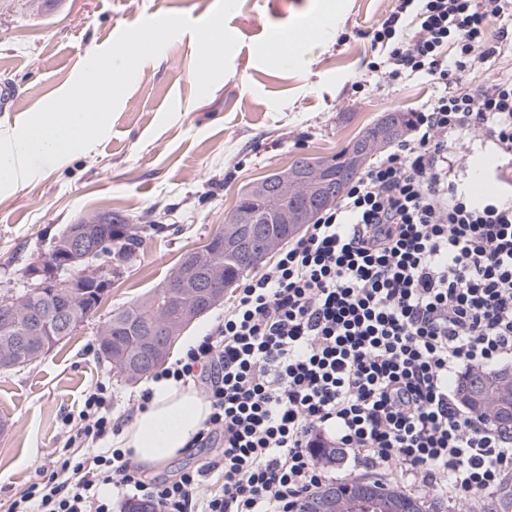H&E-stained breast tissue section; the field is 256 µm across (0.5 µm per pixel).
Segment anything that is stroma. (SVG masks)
<instances>
[{
    "instance_id": "35a3bbf8",
    "label": "stroma",
    "mask_w": 512,
    "mask_h": 512,
    "mask_svg": "<svg viewBox=\"0 0 512 512\" xmlns=\"http://www.w3.org/2000/svg\"><path fill=\"white\" fill-rule=\"evenodd\" d=\"M218 0H57L32 9L29 0H0V128L20 126L67 90L86 60L108 47L114 31L158 10L205 20ZM326 0H239L227 20L239 43L228 73L197 98V46L174 38L144 61L94 148L0 192V296L22 293L45 263L62 230L107 211L130 223H161L137 257L112 272L100 305L70 338L21 369L0 372V512L35 481L55 450L61 419L84 394L112 387V413L125 419L150 378L128 384L98 355V335L113 311L165 283L188 251L224 228L241 190L303 158L329 157L378 116L415 112L438 93L417 75L387 82L370 72L382 55L373 28L395 0H334V30L300 39L281 56L271 33L313 21ZM468 157L457 172L472 187L473 168L491 198L512 205V158L478 134L464 136Z\"/></svg>"
}]
</instances>
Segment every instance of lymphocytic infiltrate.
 <instances>
[{
    "label": "lymphocytic infiltrate",
    "mask_w": 512,
    "mask_h": 512,
    "mask_svg": "<svg viewBox=\"0 0 512 512\" xmlns=\"http://www.w3.org/2000/svg\"><path fill=\"white\" fill-rule=\"evenodd\" d=\"M512 0H398L371 72H417L442 93L410 134L262 273L159 379L198 383L212 454L147 479L115 447L112 389L66 415V438L8 512H296L328 478L325 433L377 474L478 502L512 476V440L457 404L450 380L512 356V206L475 202L448 175L472 131L512 156V79L465 90ZM92 448L91 462L74 460ZM115 488L116 498L103 496Z\"/></svg>",
    "instance_id": "obj_1"
}]
</instances>
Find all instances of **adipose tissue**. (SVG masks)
Here are the masks:
<instances>
[{
    "mask_svg": "<svg viewBox=\"0 0 512 512\" xmlns=\"http://www.w3.org/2000/svg\"><path fill=\"white\" fill-rule=\"evenodd\" d=\"M151 391L146 408L124 426L120 442L139 466L153 471L182 453L210 407L195 391L171 380L153 384Z\"/></svg>",
    "mask_w": 512,
    "mask_h": 512,
    "instance_id": "ef3b65f1",
    "label": "adipose tissue"
}]
</instances>
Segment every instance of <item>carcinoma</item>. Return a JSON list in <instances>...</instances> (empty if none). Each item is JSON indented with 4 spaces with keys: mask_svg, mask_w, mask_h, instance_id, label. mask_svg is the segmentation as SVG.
<instances>
[{
    "mask_svg": "<svg viewBox=\"0 0 512 512\" xmlns=\"http://www.w3.org/2000/svg\"><path fill=\"white\" fill-rule=\"evenodd\" d=\"M308 185L301 183L294 188L292 198L278 194L260 195L252 186L242 190L235 209L224 220V237L230 238L252 223L273 229L288 240L295 238L285 224L279 223L281 213L294 200L304 198ZM102 214L81 217L58 236L51 249L47 266L61 271L80 267L81 262L66 256L63 246L67 236L77 230L91 236L97 243L99 266H121L132 261L145 238L161 228L159 224H127L115 212L112 222L100 224ZM204 265L214 269L218 278L213 286L219 290L232 287L244 275L258 269L262 262L250 253H235L224 248L220 237L212 239ZM182 268L167 281L168 287L157 288L145 298L132 303L111 315L100 335L110 337L98 342L99 356L112 366L113 373L129 383L148 376L165 362L179 336L187 326L208 311L207 306L189 297L178 296L176 288ZM101 288L89 279L80 280V287L72 288L64 295L52 293L50 288H30L18 296L0 297V348L13 345L14 350L0 355V371L19 368L48 352L65 341L74 328L98 305ZM159 328L156 341L163 353L143 369L135 363L150 352L149 334ZM499 370L476 369L466 372L456 383L458 397L475 416L488 422L499 432L512 436V394L493 397L494 407L484 405L481 397L486 384L485 377L497 376Z\"/></svg>",
    "mask_w": 512,
    "mask_h": 512,
    "instance_id": "obj_1",
    "label": "carcinoma"
}]
</instances>
